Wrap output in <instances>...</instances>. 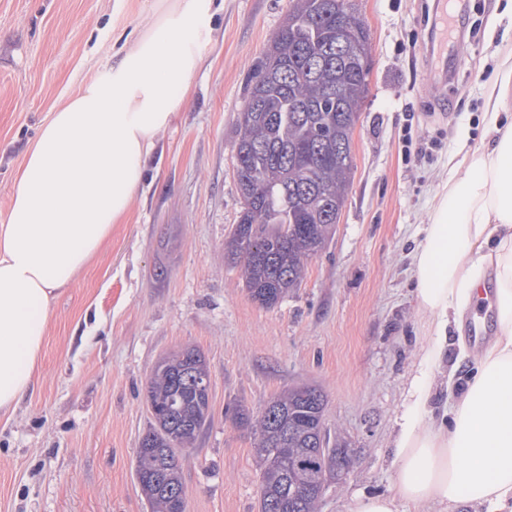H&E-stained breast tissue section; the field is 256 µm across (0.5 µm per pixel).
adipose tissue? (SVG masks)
<instances>
[{"mask_svg": "<svg viewBox=\"0 0 512 512\" xmlns=\"http://www.w3.org/2000/svg\"><path fill=\"white\" fill-rule=\"evenodd\" d=\"M164 2L111 69L51 113L22 164L0 226V414L30 390L57 297L127 212L200 66L214 0ZM482 125L493 144L449 161L412 253L426 336L396 419L397 480L351 512H512V47ZM486 301L490 340H457L465 382L441 375L449 325Z\"/></svg>", "mask_w": 512, "mask_h": 512, "instance_id": "adipose-tissue-1", "label": "adipose tissue"}]
</instances>
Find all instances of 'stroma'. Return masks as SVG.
I'll return each mask as SVG.
<instances>
[{
    "mask_svg": "<svg viewBox=\"0 0 512 512\" xmlns=\"http://www.w3.org/2000/svg\"><path fill=\"white\" fill-rule=\"evenodd\" d=\"M372 39L369 90L352 140L355 170L327 248L274 307L224 259L242 198L235 123L289 0H217L202 64L145 162L126 219L57 298L34 384L0 417V512H149L135 479L150 425L148 379L193 346L210 373L211 419L184 453L185 512H260L250 431L288 388L327 398L326 425L357 458L319 512H348L397 477L396 417L424 341L410 254L449 155L479 145L512 0H469L463 64L435 77L418 43L434 0H356ZM156 0H0V225L23 160L50 112L111 67ZM413 159H406L405 132Z\"/></svg>",
    "mask_w": 512,
    "mask_h": 512,
    "instance_id": "obj_1",
    "label": "stroma"
}]
</instances>
